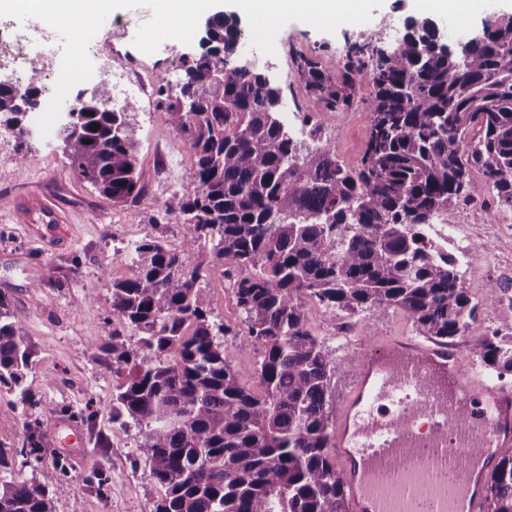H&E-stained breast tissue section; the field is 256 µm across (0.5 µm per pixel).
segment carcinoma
I'll list each match as a JSON object with an SVG mask.
<instances>
[{
	"instance_id": "obj_1",
	"label": "carcinoma",
	"mask_w": 512,
	"mask_h": 512,
	"mask_svg": "<svg viewBox=\"0 0 512 512\" xmlns=\"http://www.w3.org/2000/svg\"><path fill=\"white\" fill-rule=\"evenodd\" d=\"M481 32L450 41L433 19L412 18L388 49L349 44L335 78L300 56L304 94L326 112H347L356 87H372L356 167L328 138L310 148L292 137L281 89L238 62L248 34L233 14L210 17L177 88L159 86L160 118L194 157L193 189L164 206L181 246L135 245L130 275L112 281L101 347L116 379L112 422L140 428L137 454L165 488L149 512H348L330 453L336 364L302 299L331 313L398 307L420 335L451 344L466 334L469 288L426 230L457 208L474 170L512 207V14L492 15ZM43 70L35 60L24 86L0 83V132L21 145ZM74 102L57 131L71 170L114 205L138 197L134 104L117 112L83 89ZM206 245L212 265L243 272L232 290L259 354L255 387L224 358L233 330L214 317L202 263L191 262ZM472 352L512 372V336H485ZM33 355L22 313L0 298V386L31 410ZM40 444L31 433L18 451L0 448V475ZM65 472L59 461L38 481L0 478V512H53L49 487ZM485 501L512 512V456L498 460Z\"/></svg>"
}]
</instances>
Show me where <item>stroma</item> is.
Instances as JSON below:
<instances>
[{"instance_id": "35a3bbf8", "label": "stroma", "mask_w": 512, "mask_h": 512, "mask_svg": "<svg viewBox=\"0 0 512 512\" xmlns=\"http://www.w3.org/2000/svg\"><path fill=\"white\" fill-rule=\"evenodd\" d=\"M417 0H384L372 9L366 37L391 46L403 36L409 17L419 15ZM152 16L149 8H126L102 27L97 40L123 47L128 36ZM356 24L340 26L335 33L318 31L293 21L278 33L277 42L288 43V59L243 52L250 68L270 75L284 92L299 89L296 53L319 58L328 73H335L338 53L365 37ZM197 43L163 42L138 74L143 95L128 122L137 142L142 194L121 206L80 181L57 149L54 137L35 136L26 148V160L16 164L19 150L14 139L0 141V297L25 317L26 334L34 344L27 388L40 400V408L24 409L15 395L0 388V446L20 449L27 437V422L52 427L63 420L76 421L84 433L83 448L46 445L40 458L16 457L12 476L18 481L40 480L44 470L64 458L67 472L50 488L53 512H146L164 489L150 479L148 466L135 453L138 428L121 430L112 422L113 380L102 366L100 345L112 327L106 321L111 304L109 278L129 276L131 266L123 248L135 242L160 238L169 247L180 245L176 226L164 223L163 209L174 193L193 188V155L176 148V135L156 110L157 73L182 69ZM369 86H362L343 121L335 123L332 137L336 153L347 165H358L368 138L371 113ZM468 199L481 200L483 213L459 206L448 216V248L463 260L462 272L474 306L464 337L474 342L492 329L512 325V210L497 205L482 174L473 172ZM212 288L215 315L233 328L225 339L224 355L239 379L256 385L257 352L247 339L229 284L219 271L203 267ZM307 327L330 349L338 366L330 389L332 409H339L353 384L357 357L373 336L417 337L405 311L377 306L344 315L330 313L318 303L303 299ZM348 321L349 334L338 324Z\"/></svg>"}]
</instances>
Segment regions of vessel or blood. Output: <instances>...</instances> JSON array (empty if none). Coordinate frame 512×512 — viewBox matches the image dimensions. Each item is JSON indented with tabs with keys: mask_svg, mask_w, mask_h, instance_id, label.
<instances>
[{
	"mask_svg": "<svg viewBox=\"0 0 512 512\" xmlns=\"http://www.w3.org/2000/svg\"><path fill=\"white\" fill-rule=\"evenodd\" d=\"M459 356L404 336L362 356L332 434L350 512H480L485 471L512 440V392Z\"/></svg>",
	"mask_w": 512,
	"mask_h": 512,
	"instance_id": "vessel-or-blood-1",
	"label": "vessel or blood"
}]
</instances>
